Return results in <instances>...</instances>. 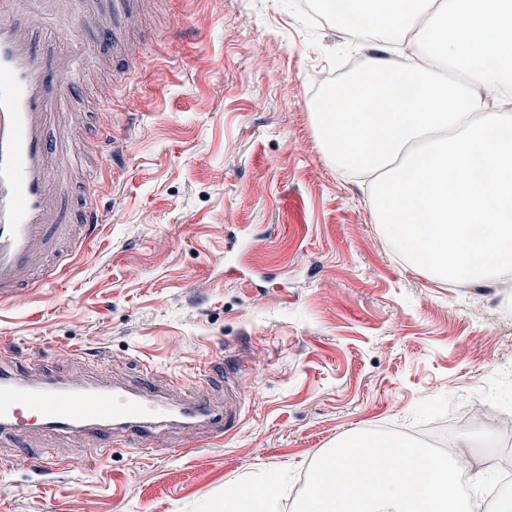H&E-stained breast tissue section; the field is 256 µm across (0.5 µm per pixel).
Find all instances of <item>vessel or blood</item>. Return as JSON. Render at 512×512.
Listing matches in <instances>:
<instances>
[{
	"label": "vessel or blood",
	"mask_w": 512,
	"mask_h": 512,
	"mask_svg": "<svg viewBox=\"0 0 512 512\" xmlns=\"http://www.w3.org/2000/svg\"><path fill=\"white\" fill-rule=\"evenodd\" d=\"M31 0H0V298L14 293L51 248L63 224L52 192L50 123L58 105L56 83L76 69L74 56L59 53L35 36L26 21ZM8 349L0 348V447L19 432L37 428L51 435L92 432L107 458L116 433L128 445L168 426H206L213 435L231 429L233 407H216L188 394L180 379L170 391L154 386L151 367L138 384L35 382L13 374Z\"/></svg>",
	"instance_id": "vessel-or-blood-1"
}]
</instances>
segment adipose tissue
<instances>
[{"label": "adipose tissue", "mask_w": 512, "mask_h": 512, "mask_svg": "<svg viewBox=\"0 0 512 512\" xmlns=\"http://www.w3.org/2000/svg\"><path fill=\"white\" fill-rule=\"evenodd\" d=\"M381 55L371 73L410 98L387 109L331 95L313 114L324 153L371 179L396 252L443 283L512 279V0H346ZM416 31L417 58L391 52Z\"/></svg>", "instance_id": "ef3b65f1"}]
</instances>
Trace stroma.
Returning <instances> with one entry per match:
<instances>
[{
    "mask_svg": "<svg viewBox=\"0 0 512 512\" xmlns=\"http://www.w3.org/2000/svg\"><path fill=\"white\" fill-rule=\"evenodd\" d=\"M116 28L141 57L117 72ZM42 32L88 48L58 90L64 221L91 199L106 221L62 281L0 300V346L75 381L66 346L113 376L149 363L238 417L220 442L173 433L155 456L120 443L105 461L90 436L26 433L0 447V512H224L228 485L277 471L292 512L310 464L348 436L466 396L512 403V282L461 290L408 265L366 180L321 149L317 77L345 69L344 25L301 0H129L118 18L107 0H56ZM48 444L61 463L38 468Z\"/></svg>",
    "mask_w": 512,
    "mask_h": 512,
    "instance_id": "stroma-1",
    "label": "stroma"
}]
</instances>
